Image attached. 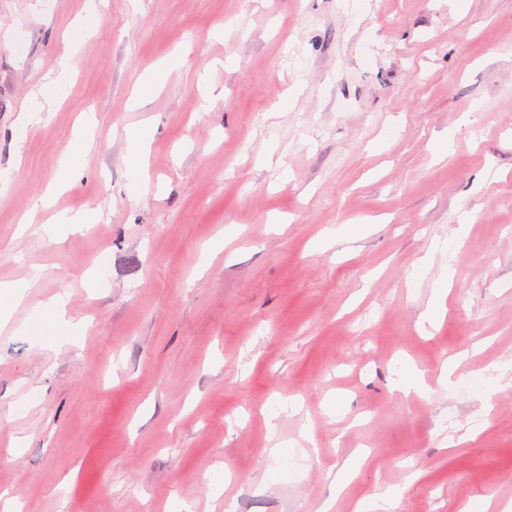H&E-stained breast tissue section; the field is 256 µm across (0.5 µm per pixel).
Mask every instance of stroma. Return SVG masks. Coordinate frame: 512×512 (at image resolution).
<instances>
[{
    "label": "stroma",
    "mask_w": 512,
    "mask_h": 512,
    "mask_svg": "<svg viewBox=\"0 0 512 512\" xmlns=\"http://www.w3.org/2000/svg\"><path fill=\"white\" fill-rule=\"evenodd\" d=\"M87 2L0 0V282L26 286L0 322V494L354 512L393 488L399 512H512V386L484 404L475 383L512 377V0ZM85 118L82 171L45 198ZM90 206L103 222L44 236ZM59 294L82 343L43 348L19 327ZM412 367L423 394L395 387ZM90 26L80 24L68 32L67 36V52L61 61L62 72L71 67V60L78 53L82 44L88 36ZM132 149L130 153V189L132 193L142 191L145 182L141 178V170L144 167L143 158L147 147V138L143 132L130 133L128 135Z\"/></svg>",
    "instance_id": "35a3bbf8"
}]
</instances>
